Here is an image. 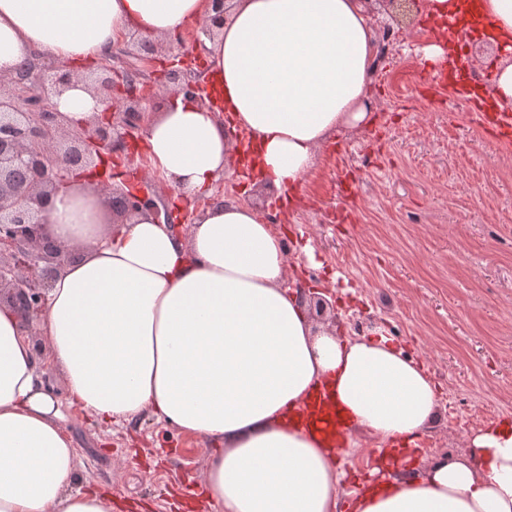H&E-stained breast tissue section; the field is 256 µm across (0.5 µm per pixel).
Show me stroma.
I'll use <instances>...</instances> for the list:
<instances>
[{
    "label": "stroma",
    "instance_id": "1",
    "mask_svg": "<svg viewBox=\"0 0 512 512\" xmlns=\"http://www.w3.org/2000/svg\"><path fill=\"white\" fill-rule=\"evenodd\" d=\"M427 12L397 30L371 77L365 122L318 149L281 225L287 282L330 289L347 337L390 336L438 388L419 468L468 454L472 433L512 420V151L478 137L465 101L430 93ZM74 486L113 512H193L211 443L147 417L120 425L67 410Z\"/></svg>",
    "mask_w": 512,
    "mask_h": 512
}]
</instances>
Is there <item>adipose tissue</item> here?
<instances>
[{
  "label": "adipose tissue",
  "instance_id": "1",
  "mask_svg": "<svg viewBox=\"0 0 512 512\" xmlns=\"http://www.w3.org/2000/svg\"><path fill=\"white\" fill-rule=\"evenodd\" d=\"M203 37L214 107L176 97L146 114L151 167L183 198L210 196L247 133L258 183L302 187L316 152L371 108L376 45L362 0H225ZM430 16L483 21L512 52V0H429ZM211 12L209 0H0V73L45 56L94 61L119 35L164 39ZM50 235L80 256L55 279L35 327L0 305V512H112L104 490H74L71 408L105 423L145 416L217 444L204 501L220 512H512V422L470 439L467 457L426 470L395 446L436 419L423 366L385 335L315 330L300 290L287 286L283 239L256 207L234 198L200 211L188 233L152 212L111 225L86 184L56 193ZM68 391L45 387L32 335ZM349 435L367 434L375 476L346 490L335 435L304 418L318 393Z\"/></svg>",
  "mask_w": 512,
  "mask_h": 512
}]
</instances>
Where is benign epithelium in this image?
Wrapping results in <instances>:
<instances>
[{"label":"benign epithelium","instance_id":"7a95c632","mask_svg":"<svg viewBox=\"0 0 512 512\" xmlns=\"http://www.w3.org/2000/svg\"><path fill=\"white\" fill-rule=\"evenodd\" d=\"M408 18L424 0H373ZM214 14L193 29L190 41L140 38L135 59L155 63L167 56L162 77L166 91L196 101L210 98L202 56L201 35L211 36L222 25L224 0H212ZM112 54L85 67L50 62L43 67L0 73V304L11 306L30 322L47 305L45 290L74 260L72 250L57 244L47 232L45 212L50 196L75 182L99 180L100 168H112L122 156H132L144 140L147 100L134 91L131 69L112 66ZM84 83L98 102L92 118L73 125L60 112L56 98ZM123 99L114 108L115 95ZM113 218L126 221L150 207L167 224L189 223L194 213L182 216L156 202V185L150 181L111 186Z\"/></svg>","mask_w":512,"mask_h":512}]
</instances>
